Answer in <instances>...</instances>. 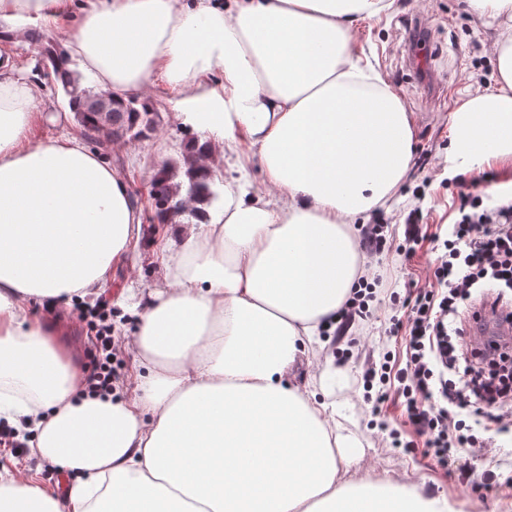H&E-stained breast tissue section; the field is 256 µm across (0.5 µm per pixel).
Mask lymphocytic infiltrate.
I'll use <instances>...</instances> for the list:
<instances>
[{
    "mask_svg": "<svg viewBox=\"0 0 512 512\" xmlns=\"http://www.w3.org/2000/svg\"><path fill=\"white\" fill-rule=\"evenodd\" d=\"M460 206L461 218L435 260L433 287L418 290L407 304L405 319L392 320L388 329L389 335L401 338L405 359L385 351L379 368L362 376L368 389L398 379L397 395L411 432L391 429L393 447L423 445L426 455L444 469L458 463V451H483L469 424L491 419L497 433L512 432V345L496 343L491 354H483L482 343L475 341L468 326L449 322L473 289L489 284L512 291V205L491 213L483 209L478 194L464 192ZM388 294L382 276L361 280L343 305L338 332L369 321L371 303ZM111 314L105 308L97 315L95 362L85 376L92 395L112 390L114 339L106 322ZM452 370L460 371L459 381L449 380Z\"/></svg>",
    "mask_w": 512,
    "mask_h": 512,
    "instance_id": "1",
    "label": "lymphocytic infiltrate"
}]
</instances>
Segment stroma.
<instances>
[{
  "mask_svg": "<svg viewBox=\"0 0 512 512\" xmlns=\"http://www.w3.org/2000/svg\"><path fill=\"white\" fill-rule=\"evenodd\" d=\"M410 16L419 17L430 29L434 63L424 75L414 70L405 45L400 20ZM356 38L361 66L379 73L395 88L415 118L414 166L400 188L405 200L378 210L377 215L388 224L390 238L399 244L404 240L409 212L418 210L429 237L409 260H399L392 251L370 257L372 273L391 271L398 298L376 310L374 319L357 340H332L327 345L328 353L339 357L347 370L332 398L342 426L356 440L348 476L354 480L369 475L414 483L422 486L426 494L447 500L456 512H512V434L475 428V436L488 445L487 456L469 459L464 471L446 472L425 456L423 448L406 452L392 447L387 430H381L378 423L384 420L389 428L404 427L401 410L390 400L376 404L367 397L361 380L364 370L379 362L382 347L395 345L385 329L391 316H404L402 297L430 286L437 257L432 236L445 234L459 220L460 188L466 186L479 192L488 210L512 203V172L504 173L493 164L454 175L444 161L450 115L456 101L476 89L490 90L495 86L494 32L481 24L467 0H390L389 8L378 17L359 24ZM0 52L13 60L20 75L43 80L38 112L65 110L61 87L45 77L34 44L0 41ZM195 137V132L182 127L172 112L164 110L156 129L147 137L124 138L99 149L105 161L123 171L144 213L138 241L126 262L113 266L104 292L112 303L113 334L119 341L114 361L118 381L129 391L134 388L135 362L124 341L135 332L138 317L128 306L126 291L131 288L143 292L161 284L164 271L159 258L168 244L154 222L155 209L150 199L153 172L165 165L182 168L185 145Z\"/></svg>",
  "mask_w": 512,
  "mask_h": 512,
  "instance_id": "1",
  "label": "stroma"
}]
</instances>
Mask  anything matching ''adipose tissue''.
<instances>
[{
    "label": "adipose tissue",
    "instance_id": "1",
    "mask_svg": "<svg viewBox=\"0 0 512 512\" xmlns=\"http://www.w3.org/2000/svg\"><path fill=\"white\" fill-rule=\"evenodd\" d=\"M494 28L496 89L451 114L454 174L512 162V0H469ZM385 0H0V34L64 36L114 100L163 96L175 120L259 162L271 190L224 189L180 224L127 345L138 394L83 391L75 346L29 306L99 295L137 240L124 174L81 136L32 135L42 86L0 62V418L73 473L65 496L0 474V512H448L417 487L353 484L335 404L284 374L364 276L357 218L412 168L402 98L356 60Z\"/></svg>",
    "mask_w": 512,
    "mask_h": 512
}]
</instances>
